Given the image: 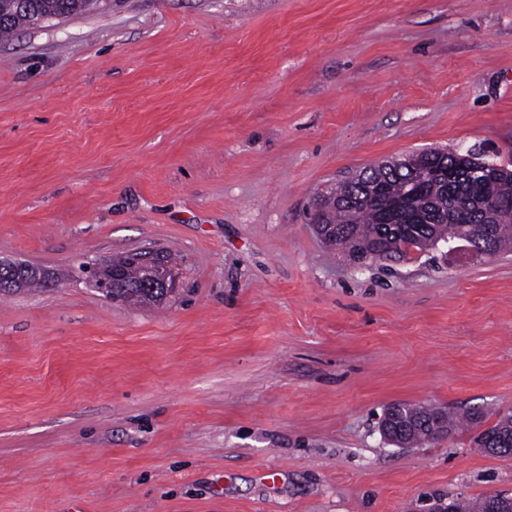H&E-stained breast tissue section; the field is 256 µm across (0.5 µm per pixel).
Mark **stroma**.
<instances>
[{"mask_svg":"<svg viewBox=\"0 0 512 512\" xmlns=\"http://www.w3.org/2000/svg\"><path fill=\"white\" fill-rule=\"evenodd\" d=\"M512 158V0H109L0 40V512H433L512 494V251L353 267L313 195L428 148ZM170 252L166 304L71 279ZM403 411L408 415H415L418 416L416 418V429L414 431H409L408 435L410 437H414L415 439L427 437L430 430L431 434L429 439L432 441L436 439L438 436H440L443 433L449 434L452 430H455L457 427V422L454 420L451 416L448 415V429L445 424H443L440 420H435L432 422V428L428 424V419L425 417H422V415H425L429 412L432 413H438L440 415L444 414L443 412L439 411L441 408H436L432 406H410V405H403ZM474 441L478 448H484L490 454H512V446L511 448L500 447L503 442L507 441H510L512 445V413L499 416L493 425L478 432L474 436ZM488 445L490 447H487Z\"/></svg>","mask_w":512,"mask_h":512,"instance_id":"1","label":"stroma"}]
</instances>
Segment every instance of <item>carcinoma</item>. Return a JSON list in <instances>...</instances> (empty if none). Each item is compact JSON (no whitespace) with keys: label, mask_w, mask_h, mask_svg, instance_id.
<instances>
[{"label":"carcinoma","mask_w":512,"mask_h":512,"mask_svg":"<svg viewBox=\"0 0 512 512\" xmlns=\"http://www.w3.org/2000/svg\"><path fill=\"white\" fill-rule=\"evenodd\" d=\"M101 0H0V37H8L30 26L28 18L38 16H69L91 11L98 7ZM427 162L436 167L442 163L448 167V184L436 182L430 188L429 202L425 221L418 224H381L378 208L370 202L360 204L352 200L365 195L369 184L376 181L379 174L375 167H368L353 173V178L335 188L336 204L327 207V224L334 226L345 246L341 249L344 257L353 252L367 254L379 253L384 260H400L408 255V245L418 251L433 250L442 243H452L471 234H478L484 229L482 224H456L450 219L453 204L458 198H469L479 207L492 204L496 216L503 222H512V161L501 163L500 171L489 180L473 182L470 180L467 163L458 156L457 151L444 152L424 159L415 154L407 158V165L399 173H386V196L398 201L407 193V178L411 169ZM145 273L138 264L124 267L123 301L140 305L164 304L169 295L153 291L143 286ZM40 288L41 282L28 278L22 283L14 284L13 274L0 270V290L10 291L15 287ZM403 411L416 416V429L408 435L416 439L428 436L431 427L424 415L439 409L432 406H403ZM480 448L500 446L512 442V413L503 414L498 420L474 436Z\"/></svg>","instance_id":"carcinoma-1"}]
</instances>
